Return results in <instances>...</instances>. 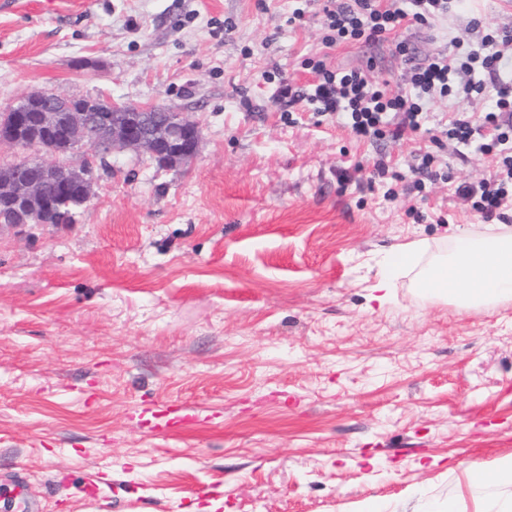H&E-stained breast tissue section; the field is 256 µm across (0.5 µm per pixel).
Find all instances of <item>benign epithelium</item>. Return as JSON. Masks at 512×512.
<instances>
[{
  "label": "benign epithelium",
  "instance_id": "7a95c632",
  "mask_svg": "<svg viewBox=\"0 0 512 512\" xmlns=\"http://www.w3.org/2000/svg\"><path fill=\"white\" fill-rule=\"evenodd\" d=\"M97 99H72L54 93L34 92L13 105L0 119V145L28 150L37 154L26 156L12 165L35 166V178L0 179V199L24 214V223L44 224L55 213V196L46 192V177L59 169L66 176L57 180V192H76L80 204L93 195L90 169L63 165L56 160L55 144L66 146L84 142L106 156L114 151L142 150L159 165L173 167L192 157L198 148L201 132L198 124L183 112L166 110L161 117L146 115L148 109L131 112L124 105L116 112H98Z\"/></svg>",
  "mask_w": 512,
  "mask_h": 512
}]
</instances>
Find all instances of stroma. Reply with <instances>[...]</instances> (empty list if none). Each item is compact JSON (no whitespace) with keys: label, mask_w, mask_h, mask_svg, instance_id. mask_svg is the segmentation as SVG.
Here are the masks:
<instances>
[{"label":"stroma","mask_w":512,"mask_h":512,"mask_svg":"<svg viewBox=\"0 0 512 512\" xmlns=\"http://www.w3.org/2000/svg\"><path fill=\"white\" fill-rule=\"evenodd\" d=\"M325 0H5L0 112L35 91L166 106L201 128L172 169L148 154L90 163L92 200L69 224L0 229V481L39 512H440L495 503L512 459V300L467 307L415 292L419 269L486 219L458 198L490 157L431 138L435 101L403 141L356 138L305 104L278 111L281 78L309 60L391 90L408 66L391 43L320 44ZM512 29V0H451L400 32L415 59ZM430 151L449 179L415 190ZM418 268L371 287L397 246ZM196 406L185 431L149 437L135 413ZM481 466L486 482L469 486Z\"/></svg>","instance_id":"35a3bbf8"}]
</instances>
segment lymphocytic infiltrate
I'll return each mask as SVG.
<instances>
[{
    "mask_svg": "<svg viewBox=\"0 0 512 512\" xmlns=\"http://www.w3.org/2000/svg\"><path fill=\"white\" fill-rule=\"evenodd\" d=\"M448 11V0H410L409 7L395 0H334L325 7L321 42L332 48L360 39L388 40L400 29L429 24ZM512 68V30L485 34L478 47L465 55L437 53L409 69L410 90L397 94L365 72H339L325 60L311 62L312 82L300 88L285 83L275 102L280 109L297 103L312 105L320 115L342 118L357 137L374 141L403 138L420 129L424 106L435 99L490 96L491 103L478 120L449 119L448 140L492 158L494 170L478 184L459 185L458 195L471 199L485 217H492L512 197V82L502 69Z\"/></svg>",
    "mask_w": 512,
    "mask_h": 512,
    "instance_id": "obj_1",
    "label": "lymphocytic infiltrate"
}]
</instances>
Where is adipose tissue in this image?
Listing matches in <instances>:
<instances>
[{
    "label": "adipose tissue",
    "mask_w": 512,
    "mask_h": 512,
    "mask_svg": "<svg viewBox=\"0 0 512 512\" xmlns=\"http://www.w3.org/2000/svg\"><path fill=\"white\" fill-rule=\"evenodd\" d=\"M420 294L463 303L512 298V234L490 232L482 241L456 238L453 254L434 263L416 282Z\"/></svg>",
    "instance_id": "obj_1"
}]
</instances>
